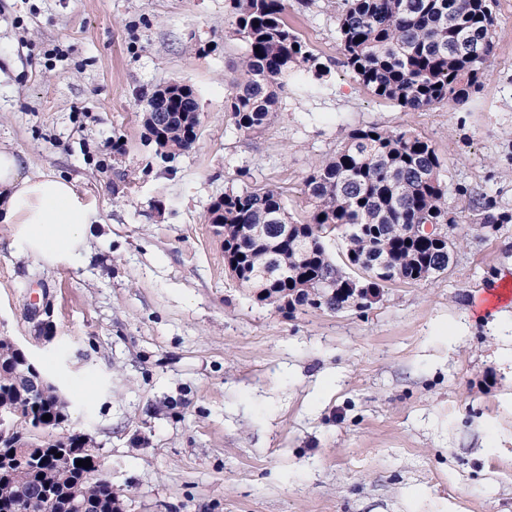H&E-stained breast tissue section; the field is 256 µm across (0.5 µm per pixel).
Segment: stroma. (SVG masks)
I'll return each instance as SVG.
<instances>
[{"instance_id": "stroma-1", "label": "stroma", "mask_w": 512, "mask_h": 512, "mask_svg": "<svg viewBox=\"0 0 512 512\" xmlns=\"http://www.w3.org/2000/svg\"><path fill=\"white\" fill-rule=\"evenodd\" d=\"M340 2L288 0L330 73L289 77L248 137L224 110L246 51L229 0H0V148L99 211L71 262L24 251L0 223V336L67 398L122 512H512V316L477 310L512 270V223L473 229L467 211L480 191L512 212V0L494 2L479 91L425 112L343 69ZM173 80L194 89L201 124L164 161L141 115ZM365 125L419 134L444 161L452 267L369 309L259 300L208 208L270 187L304 220L310 169Z\"/></svg>"}]
</instances>
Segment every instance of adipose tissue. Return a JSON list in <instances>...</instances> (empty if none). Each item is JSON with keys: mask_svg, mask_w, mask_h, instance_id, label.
<instances>
[{"mask_svg": "<svg viewBox=\"0 0 512 512\" xmlns=\"http://www.w3.org/2000/svg\"><path fill=\"white\" fill-rule=\"evenodd\" d=\"M95 206L68 180L52 174L26 175L20 158L0 150V218L19 227L26 249L43 256H77Z\"/></svg>", "mask_w": 512, "mask_h": 512, "instance_id": "obj_1", "label": "adipose tissue"}]
</instances>
